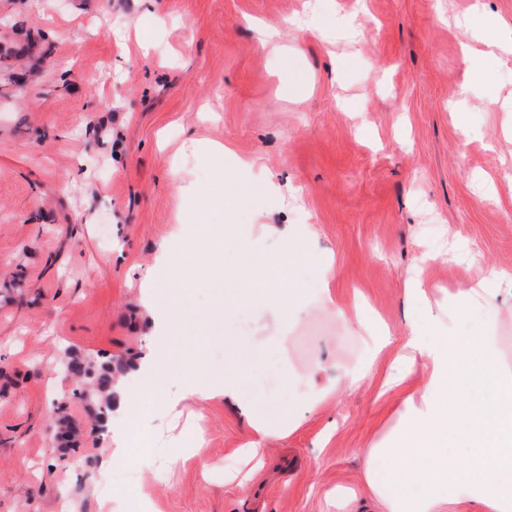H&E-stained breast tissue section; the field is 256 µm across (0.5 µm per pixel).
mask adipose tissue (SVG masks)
<instances>
[{
	"label": "adipose tissue",
	"mask_w": 512,
	"mask_h": 512,
	"mask_svg": "<svg viewBox=\"0 0 512 512\" xmlns=\"http://www.w3.org/2000/svg\"><path fill=\"white\" fill-rule=\"evenodd\" d=\"M205 209L204 197L194 196L176 241L163 245L158 258L163 275L175 277L182 269H191L201 288L208 286L224 254L223 240L204 233ZM257 231L277 237L280 251L273 260L262 262L254 259L248 244H241L235 264L240 280L224 301L235 307L257 302L282 320L295 319L309 309L306 289L291 278L293 267L305 259L301 243L309 230L302 224L285 228L261 224ZM186 238L194 240L195 248L183 266L171 254ZM408 295L423 306L420 314L410 317L408 335L398 344L387 333L373 342L374 352H391L395 372L385 387L401 390L407 415L383 445L359 449L361 489L339 485L331 495L344 512H357L361 499L371 512H512V366L504 359L498 337L488 330L467 344L447 330L438 340L424 339L419 323L439 324L443 305L429 298L418 276L411 280ZM510 299L511 269H494L481 278L459 282L453 297L454 303L493 313ZM264 347L261 341L237 344L236 359L218 380L201 363L187 373L173 368L164 351L139 364L130 380L120 384V426L112 433L110 463L126 462L130 449L152 447L156 441L152 421L175 413L181 399L204 402L219 395L236 402L251 428L252 438L242 456L261 461L264 442L294 429L296 420L291 412L269 419L262 399L246 389L257 371L247 356ZM346 374L347 381L318 386L314 371L297 373L289 367L280 371L289 402L312 406L353 390L371 371L354 366ZM412 374L417 382L413 389H405ZM174 384L182 388L180 397L164 393Z\"/></svg>",
	"instance_id": "1"
}]
</instances>
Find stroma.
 Wrapping results in <instances>:
<instances>
[{
	"instance_id": "stroma-1",
	"label": "stroma",
	"mask_w": 512,
	"mask_h": 512,
	"mask_svg": "<svg viewBox=\"0 0 512 512\" xmlns=\"http://www.w3.org/2000/svg\"><path fill=\"white\" fill-rule=\"evenodd\" d=\"M335 29L322 40L308 6ZM488 28L465 25L471 10ZM512 0H0V512H336L326 493L359 484L356 451L383 442L404 408L374 377L266 441L246 485L248 428L234 402L186 399L134 466H104L111 420L76 398L62 352L138 363L165 345L224 373L228 338L274 337L270 368L365 352L356 322L313 310L289 325L261 308L213 313L228 281L199 290L156 276L183 220L182 189L209 194L207 222L233 261L239 239L277 255L254 224H305L331 253V288L360 294L394 339L408 333L410 272L431 298L490 268L512 269ZM470 84L459 99L462 84ZM468 135H461V127ZM228 146L222 163L203 147ZM275 191H266V184ZM235 194L227 208L224 199ZM467 251L448 259V243ZM155 277L173 331L157 341L142 284ZM512 338V308L454 310L462 342ZM80 439L57 440V405ZM198 455L159 465L171 437Z\"/></svg>"
}]
</instances>
